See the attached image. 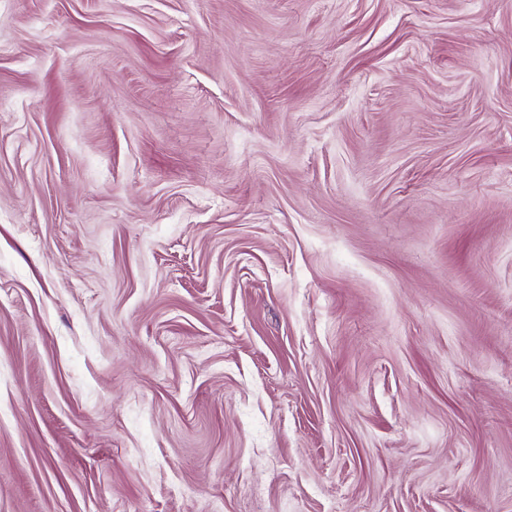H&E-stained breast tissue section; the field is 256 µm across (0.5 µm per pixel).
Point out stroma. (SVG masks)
I'll return each mask as SVG.
<instances>
[{"label":"stroma","instance_id":"stroma-1","mask_svg":"<svg viewBox=\"0 0 512 512\" xmlns=\"http://www.w3.org/2000/svg\"><path fill=\"white\" fill-rule=\"evenodd\" d=\"M0 512H512V0H0Z\"/></svg>","mask_w":512,"mask_h":512}]
</instances>
